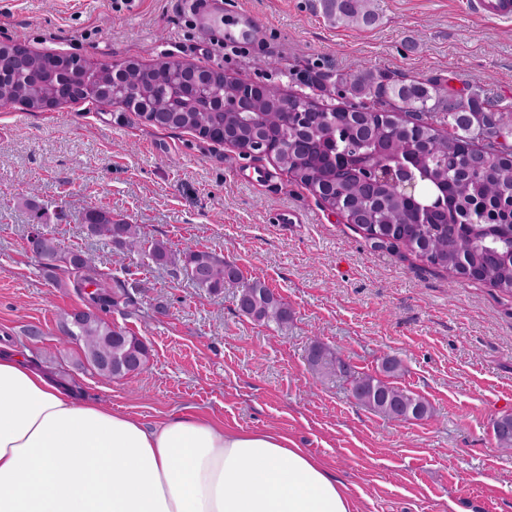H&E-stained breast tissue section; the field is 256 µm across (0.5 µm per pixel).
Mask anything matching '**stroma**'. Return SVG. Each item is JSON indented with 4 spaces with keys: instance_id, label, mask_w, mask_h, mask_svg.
<instances>
[{
    "instance_id": "obj_1",
    "label": "stroma",
    "mask_w": 512,
    "mask_h": 512,
    "mask_svg": "<svg viewBox=\"0 0 512 512\" xmlns=\"http://www.w3.org/2000/svg\"><path fill=\"white\" fill-rule=\"evenodd\" d=\"M225 19L257 23L240 54L205 41L180 0H0V42L99 64L165 55L349 106L347 81L374 67L398 79L470 84L512 105V20L468 17L465 0H373L375 24L334 23L318 0H216ZM63 207L44 229L60 252L93 253L128 301L105 317L143 338L149 362L107 381L65 342L60 313L85 297L61 268L46 274L26 249L25 199ZM111 211L164 242L167 264L88 235L83 213ZM295 216L292 224L284 216ZM192 245L237 265L287 302L288 325L266 327L236 308L243 283L195 288L182 270ZM42 330L29 336V326ZM321 343L432 408L396 421L356 404L316 375ZM0 344L28 351L80 396L151 424L201 414L227 428L277 430L350 485L358 512H512V451L492 420L512 410V295L448 275L402 245L378 246L283 171L186 129L159 128L121 105L88 100L32 110L0 106Z\"/></svg>"
}]
</instances>
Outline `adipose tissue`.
Returning <instances> with one entry per match:
<instances>
[{
    "mask_svg": "<svg viewBox=\"0 0 512 512\" xmlns=\"http://www.w3.org/2000/svg\"><path fill=\"white\" fill-rule=\"evenodd\" d=\"M0 512H354L284 434L199 415L155 426L84 399L0 346Z\"/></svg>",
    "mask_w": 512,
    "mask_h": 512,
    "instance_id": "ef3b65f1",
    "label": "adipose tissue"
}]
</instances>
